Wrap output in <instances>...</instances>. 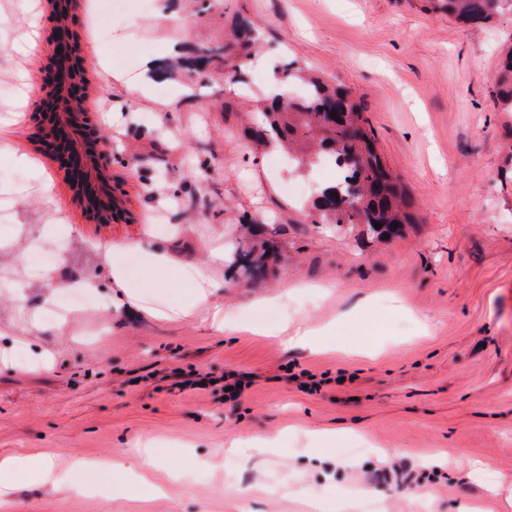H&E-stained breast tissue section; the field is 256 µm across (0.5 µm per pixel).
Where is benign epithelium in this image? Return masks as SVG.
Listing matches in <instances>:
<instances>
[{
    "instance_id": "7a95c632",
    "label": "benign epithelium",
    "mask_w": 512,
    "mask_h": 512,
    "mask_svg": "<svg viewBox=\"0 0 512 512\" xmlns=\"http://www.w3.org/2000/svg\"><path fill=\"white\" fill-rule=\"evenodd\" d=\"M49 66L37 88V110L42 113L45 150L65 172L80 205L98 224L120 218L121 198L105 173L112 165V143L105 140L91 117L79 70V49L71 25L55 27ZM61 51H56V48Z\"/></svg>"
}]
</instances>
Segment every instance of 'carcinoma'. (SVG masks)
<instances>
[{
    "label": "carcinoma",
    "mask_w": 512,
    "mask_h": 512,
    "mask_svg": "<svg viewBox=\"0 0 512 512\" xmlns=\"http://www.w3.org/2000/svg\"><path fill=\"white\" fill-rule=\"evenodd\" d=\"M510 1L429 0L433 10L472 27L486 24ZM251 47L249 41L242 43L235 56L222 46L208 47L206 51L224 56V80L235 83L243 72L244 59L251 55ZM286 78L303 82L306 95L290 98L286 103L272 99L261 117L247 127V133L257 147L277 145L294 154L301 172L308 174L325 162L336 169V181L310 203L319 222L348 230L363 226L366 234L377 239L386 234L393 236L401 225L413 223L406 192L381 158L361 102L349 90L300 69L288 70ZM497 104L501 111L512 112V44L504 50ZM377 223L382 227L375 228ZM266 255L265 251L259 255L252 250L243 251L238 263L253 277L261 278L266 272Z\"/></svg>",
    "instance_id": "obj_1"
}]
</instances>
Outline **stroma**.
Instances as JSON below:
<instances>
[{"label":"stroma","instance_id":"1","mask_svg":"<svg viewBox=\"0 0 512 512\" xmlns=\"http://www.w3.org/2000/svg\"><path fill=\"white\" fill-rule=\"evenodd\" d=\"M243 17L265 47L232 92L223 62L200 54L233 44ZM87 24L80 0L82 50L120 47L146 88L136 99L85 68L129 212L112 224L75 200L35 111L15 116L33 90L19 48L38 31L47 67L56 20L46 0H0V132L34 162L0 152V456L130 466L154 440L177 478L133 501L78 471L73 490L17 485L0 512H334L348 500L355 512H512V112L496 104L512 14L467 28L427 0H167L149 12L125 0L94 47ZM289 63L360 98L410 198L400 236L314 223L298 205L334 174L298 173L245 135L248 101ZM245 223L275 243L261 280L234 262ZM157 251L167 263L155 271ZM62 282L92 283L95 303L45 321ZM368 312L387 323L357 353L348 335ZM288 320L329 328L331 350L280 344ZM235 375L250 384L232 398ZM275 433L274 451H224Z\"/></svg>","mask_w":512,"mask_h":512}]
</instances>
